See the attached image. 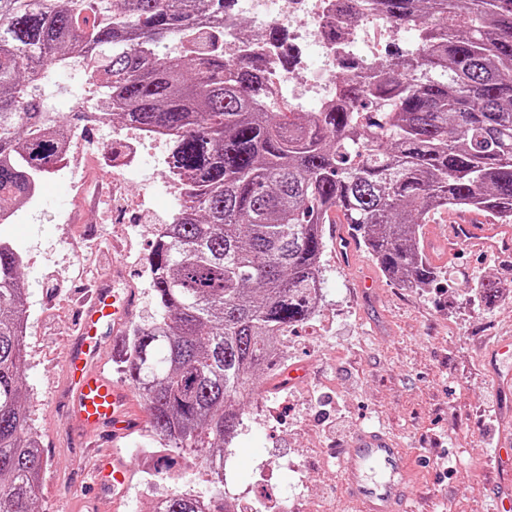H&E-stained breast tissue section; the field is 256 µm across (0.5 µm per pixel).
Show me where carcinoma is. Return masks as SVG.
<instances>
[{"label": "carcinoma", "mask_w": 512, "mask_h": 512, "mask_svg": "<svg viewBox=\"0 0 512 512\" xmlns=\"http://www.w3.org/2000/svg\"><path fill=\"white\" fill-rule=\"evenodd\" d=\"M235 0H0V213L24 208L63 161L80 113L44 106L48 73L77 59L96 107L169 148L179 206L150 258L152 321L125 374L166 447L204 460L211 495L176 490L161 512H214L224 450L269 379L279 338L321 293L324 225L349 224L389 277L425 288L434 210L512 223V0H336L417 32L377 62L337 60L336 101L275 105L260 54L229 59L199 25ZM0 243V512H34L40 438L21 398L26 285ZM486 303L496 282L476 288Z\"/></svg>", "instance_id": "carcinoma-1"}]
</instances>
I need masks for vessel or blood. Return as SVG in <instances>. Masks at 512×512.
<instances>
[{"label": "vessel or blood", "mask_w": 512, "mask_h": 512, "mask_svg": "<svg viewBox=\"0 0 512 512\" xmlns=\"http://www.w3.org/2000/svg\"><path fill=\"white\" fill-rule=\"evenodd\" d=\"M452 241L474 249L512 253V235L496 224L458 223L448 227ZM136 304L131 294L105 285L80 304V332L65 360V387L71 398L67 419L83 440L127 437L142 422L132 408L127 386L112 382L98 365L105 328H120ZM484 364L496 382L499 410L512 408V333L496 337ZM491 457L503 480L493 495L494 512H512V432L500 430ZM344 498L355 512H411L408 503L414 484V467L407 451L380 430H364L341 454ZM127 471L120 463L98 462L92 487L105 493L125 485Z\"/></svg>", "instance_id": "b4317fda"}]
</instances>
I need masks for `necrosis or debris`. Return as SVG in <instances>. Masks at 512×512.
<instances>
[{"instance_id": "obj_1", "label": "necrosis or debris", "mask_w": 512, "mask_h": 512, "mask_svg": "<svg viewBox=\"0 0 512 512\" xmlns=\"http://www.w3.org/2000/svg\"><path fill=\"white\" fill-rule=\"evenodd\" d=\"M243 14L251 16L259 37L272 25L287 28L296 49L297 66L294 72L275 69L271 75L278 96L297 108L311 102L322 109L335 101L338 54L360 61L377 60L402 33L400 27L379 17H359L350 24L345 41L331 45L323 29L337 18L335 0H236L235 10L224 16L225 33L235 30Z\"/></svg>"}]
</instances>
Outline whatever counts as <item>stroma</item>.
Masks as SVG:
<instances>
[{
  "label": "stroma",
  "mask_w": 512,
  "mask_h": 512,
  "mask_svg": "<svg viewBox=\"0 0 512 512\" xmlns=\"http://www.w3.org/2000/svg\"><path fill=\"white\" fill-rule=\"evenodd\" d=\"M82 71L59 67L50 74L47 102L66 114L87 102ZM76 135L91 142L73 179L47 175L36 208L0 226L23 257L29 285L27 366L23 398L41 439L44 461L38 512H68L69 495L85 484L98 450H115L130 469L119 512H151L150 477L143 449L156 447L149 426L119 446L86 447L65 417L69 397L63 358L74 343L76 295L120 267V289L137 295L134 325L156 313L149 261L159 225L178 208L173 195L154 189L168 179V148L147 140L140 168L122 181L101 163L105 147L133 137L115 125L90 124ZM149 194L142 202L141 194ZM451 211L431 213L423 228L436 256V280L406 288L388 278L364 247L346 256L347 225L325 227L321 258L322 302L310 323L288 335L289 363L308 365L300 384L275 394L268 381L241 409L243 421L231 444L229 488L244 490L257 472L271 474L275 497L258 512H351L342 499L337 459L363 429L378 427L414 454V512H490L499 475L490 459L498 424L493 385L479 362L483 345L512 329V258L452 247L444 232ZM490 278L501 293L489 305L473 298ZM370 280L369 291L358 283Z\"/></svg>",
  "instance_id": "35a3bbf8"
}]
</instances>
